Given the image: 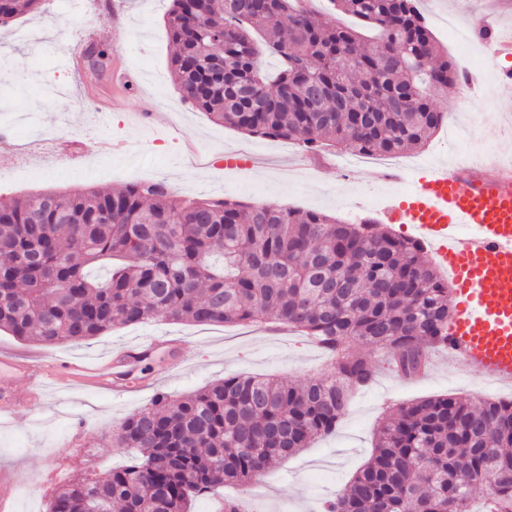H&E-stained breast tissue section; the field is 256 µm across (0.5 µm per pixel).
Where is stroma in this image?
<instances>
[{"label": "stroma", "mask_w": 512, "mask_h": 512, "mask_svg": "<svg viewBox=\"0 0 512 512\" xmlns=\"http://www.w3.org/2000/svg\"><path fill=\"white\" fill-rule=\"evenodd\" d=\"M169 6L170 0H43L38 11L0 26V83L26 88L15 97L0 95V130L8 132L0 140V195L162 181L185 197L233 196L349 221L359 215L381 219L394 187L378 164L356 165L339 152L314 155L291 140L268 143L186 103L177 112L158 108L160 100L180 98L164 20ZM419 8L439 48L459 71H472L489 84L491 94L473 88L464 96L437 95L448 120L424 148L403 155L407 175H424L444 162L478 176L477 165L460 159L463 128L483 152L512 160V125H496L484 112L490 97L501 116L512 114V80L504 77L512 71V58L496 56L479 33L486 25L512 31V0H420ZM91 43L106 48L111 63L129 67L126 85L98 82L85 70L68 67V57L83 54ZM117 141L122 149H114ZM244 147L258 157L252 168L214 166L219 155ZM58 149L82 152L83 163L65 166L54 155ZM162 334L178 346L151 353L142 364V377L156 378V391L115 399L70 388L61 373L48 388L42 411L0 419V471L10 472L17 486L11 512H47L60 486L125 465L131 453L114 446L112 429L148 406L155 392L181 397L230 374L300 384L329 364L305 337L237 324L153 322L54 347L0 331V351L82 361L137 337ZM430 356V374L405 380L388 371L387 353H375L374 382L355 396L333 435L312 440L257 483L229 487V494L243 500L248 512H321L324 500L369 461L377 426L392 408L435 396L476 404L487 399L485 378L449 362L445 350Z\"/></svg>", "instance_id": "1"}]
</instances>
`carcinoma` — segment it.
<instances>
[{
  "instance_id": "obj_1",
  "label": "carcinoma",
  "mask_w": 512,
  "mask_h": 512,
  "mask_svg": "<svg viewBox=\"0 0 512 512\" xmlns=\"http://www.w3.org/2000/svg\"><path fill=\"white\" fill-rule=\"evenodd\" d=\"M301 2L171 0L183 101L310 152L396 156L424 146L448 118L431 92L459 76L418 0H328L326 14ZM40 3L3 0L0 24ZM336 11L356 26L334 23ZM261 46L280 62L271 76ZM218 58L222 76L208 66ZM98 265L111 267L103 281L88 274ZM0 270V330L47 347L172 321L294 329L330 353L329 372L300 386L234 375L183 398L157 394L116 430V444L138 454L62 486L49 512H85L98 495L121 512H191L196 498L333 434L375 376L364 349L417 376L453 317L448 281L422 245L370 217L181 199L163 182L1 196ZM479 497L486 512H512V400L439 396L402 404L378 425L370 461L324 512H473Z\"/></svg>"
}]
</instances>
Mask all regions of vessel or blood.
Listing matches in <instances>:
<instances>
[{"instance_id": "b4317fda", "label": "vessel or blood", "mask_w": 512, "mask_h": 512, "mask_svg": "<svg viewBox=\"0 0 512 512\" xmlns=\"http://www.w3.org/2000/svg\"><path fill=\"white\" fill-rule=\"evenodd\" d=\"M495 175L485 187H464L454 172L431 169L406 196L388 200L387 222L411 225L448 274L455 316L448 327V357L470 372L512 386V164L487 161ZM163 336L144 338L108 356L73 364L80 384L107 394H129L127 380L142 356L166 345ZM43 386L25 398L0 388V415L34 410Z\"/></svg>"}]
</instances>
